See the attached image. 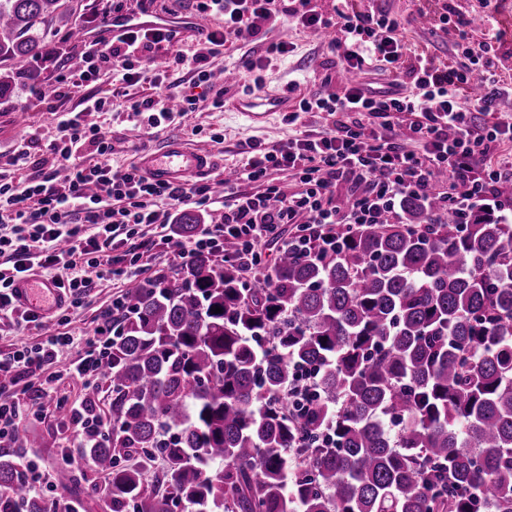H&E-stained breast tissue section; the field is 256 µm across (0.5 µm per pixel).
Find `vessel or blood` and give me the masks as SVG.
<instances>
[{
	"mask_svg": "<svg viewBox=\"0 0 512 512\" xmlns=\"http://www.w3.org/2000/svg\"><path fill=\"white\" fill-rule=\"evenodd\" d=\"M288 108L284 96L256 93L238 99L236 109L251 121L264 118L269 112ZM212 165L211 152L200 146H189L173 139L156 150L142 153L137 161L139 170L158 181L188 179L206 172ZM16 299L21 308L44 315L52 314L61 302V294L53 279L32 276L16 284Z\"/></svg>",
	"mask_w": 512,
	"mask_h": 512,
	"instance_id": "b4317fda",
	"label": "vessel or blood"
}]
</instances>
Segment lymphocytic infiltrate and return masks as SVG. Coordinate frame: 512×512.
Returning <instances> with one entry per match:
<instances>
[{"mask_svg": "<svg viewBox=\"0 0 512 512\" xmlns=\"http://www.w3.org/2000/svg\"><path fill=\"white\" fill-rule=\"evenodd\" d=\"M196 10L222 16L224 25L210 30L193 53L176 46L168 26L129 28L109 41H85L78 84L96 82L106 70L113 81L130 86L137 81L141 63L155 62L160 94L130 99L127 110L135 126L157 128L172 110L196 108L197 96L181 88L182 68L192 67L199 83L211 84L226 36L255 29L262 20L288 21L312 31L335 30L346 70L399 71L411 90L404 94L350 83L336 93L304 94L298 111L336 114L334 131L255 149L235 172L232 190L222 203V223L205 225L186 242L173 241L169 234L170 211L193 203L202 187L191 180L156 182L134 166L112 168L107 161L111 137L87 119L88 114L103 111L106 102L86 98L82 109L58 125L53 145L57 170L36 180L0 183V223L10 227L9 234L0 236V316L16 314L27 323L38 321L37 313L19 310L13 298L14 283L38 268L56 269L55 281L73 306L96 281L139 279L149 245L133 233L140 225L173 243L180 266L198 252L223 259L225 242L236 241L239 263L251 272L263 269L262 246L280 225L299 227L290 247L332 258L338 237L349 227L403 223L405 196L438 195L440 205L431 210L430 223H439L448 213L464 222L476 202L495 195L501 182H512V154L496 151L500 141L512 140V118L478 123L476 113L490 111L492 99L471 95L474 79L481 77L496 85L499 96L512 98V87L502 83L498 72L496 25H489L482 40L475 41L462 30L461 14L445 8L437 24L453 34V56L451 63L441 65L424 52L415 54L413 62H404L399 21L375 7L373 0L361 6L352 0H331L327 9L315 0H197ZM394 112L425 113L426 122L410 125L424 143L423 152L405 149L401 124L390 118ZM369 115L384 123L368 139L363 129ZM88 144L98 153V162H79L80 150ZM273 167L295 170L300 188L288 192L270 185L250 191V184L262 181ZM340 182L349 186L343 207L333 201V189ZM66 350L73 354L68 376L88 388L98 385L112 364V330L103 328L89 338L51 333L0 357V445L17 443L21 397L48 395L52 379L47 372ZM63 422L85 448L96 446L109 431L95 405L86 401L67 407Z\"/></svg>", "mask_w": 512, "mask_h": 512, "instance_id": "1", "label": "lymphocytic infiltrate"}]
</instances>
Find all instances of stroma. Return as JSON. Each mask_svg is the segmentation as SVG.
Masks as SVG:
<instances>
[{"label": "stroma", "mask_w": 512, "mask_h": 512, "mask_svg": "<svg viewBox=\"0 0 512 512\" xmlns=\"http://www.w3.org/2000/svg\"><path fill=\"white\" fill-rule=\"evenodd\" d=\"M378 5L401 22L400 34L408 49L429 50L437 61L447 62L448 33L435 29L432 19L437 16L444 0H377ZM455 6L468 22L467 31L473 39H481L483 19L493 16L502 31L500 49L504 74L512 81V0H454ZM61 9L68 19L50 24L45 29V47L41 55L26 60L24 70L37 73V80H26L0 99V180L18 181L38 177L43 170L56 163L53 141L63 113L80 110L86 97L95 95L105 99V112L95 120L104 126L112 138V152L108 157L113 168L125 169L134 165L138 155L159 148L166 140L176 137L191 145L210 148L215 157L213 169L198 176L199 185L208 189L209 203L192 205L199 215L213 213V203L224 197V172L237 169L249 157L252 144L272 146L287 142L303 134L320 135L333 130L334 118L325 112H273L265 121L254 123L232 109L234 99L241 97L244 78L240 57L244 52L261 56L269 42L292 44L287 60L263 72L265 91L287 96L296 103L300 95L322 91L334 92L344 87L347 74L342 64V51L331 44L330 38L304 31L284 23L276 27H262L259 34L243 32L228 38L219 63L225 78L218 86L224 91L225 106L213 108L212 95L200 99L192 112L175 113L171 120L155 129L134 128L127 119L126 99L113 86L110 76H103L90 85L69 89L62 101L44 96L43 83H56L61 77L78 73L82 66V45L69 41V28L75 24H89L97 36L109 38L110 33L101 17L109 10L110 0H61ZM429 14V22L414 20L418 11ZM38 145V163H23L18 159L30 143ZM120 281H103L93 288L80 307L67 311L66 320L58 329L74 334H93L105 325L113 299L122 293ZM84 390L80 382L64 377L55 384L54 392L42 402L39 418L23 421L28 439L25 447L10 449L13 459L29 457L39 460L46 470H54L67 456L77 457L71 485L61 490L62 498L73 501L79 512H106L104 496L89 494L90 484H102L101 476L93 474L82 459L76 436L59 421V404L81 401Z\"/></svg>", "instance_id": "35a3bbf8"}]
</instances>
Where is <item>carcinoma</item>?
<instances>
[{"instance_id":"cac0c4a2","label":"carcinoma","mask_w":512,"mask_h":512,"mask_svg":"<svg viewBox=\"0 0 512 512\" xmlns=\"http://www.w3.org/2000/svg\"><path fill=\"white\" fill-rule=\"evenodd\" d=\"M59 2L0 0V95ZM402 206L334 259L283 250L247 279L230 242L128 285L111 430L85 449L108 512H512V222ZM293 363L323 368L319 400L282 393ZM19 506L55 512L0 456V512Z\"/></svg>"}]
</instances>
